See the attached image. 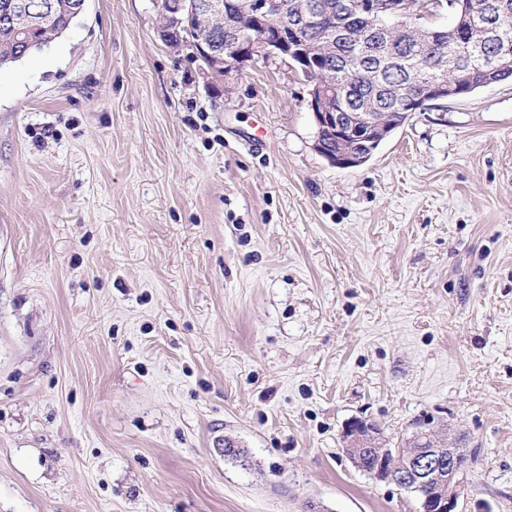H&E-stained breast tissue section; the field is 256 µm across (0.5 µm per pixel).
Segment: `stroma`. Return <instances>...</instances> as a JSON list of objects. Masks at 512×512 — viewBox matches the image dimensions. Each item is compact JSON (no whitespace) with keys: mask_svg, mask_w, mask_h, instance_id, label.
Returning <instances> with one entry per match:
<instances>
[{"mask_svg":"<svg viewBox=\"0 0 512 512\" xmlns=\"http://www.w3.org/2000/svg\"><path fill=\"white\" fill-rule=\"evenodd\" d=\"M162 25L86 0L0 69V512H420L357 418L512 512V80L339 168L291 63L207 79ZM434 435V430L419 425L407 445L413 439L421 448H385L378 424L355 419L345 434V452L359 470L377 480L415 490L422 512H458L465 490L461 465L465 455L457 444ZM431 439V448H426Z\"/></svg>","mask_w":512,"mask_h":512,"instance_id":"obj_1","label":"stroma"}]
</instances>
